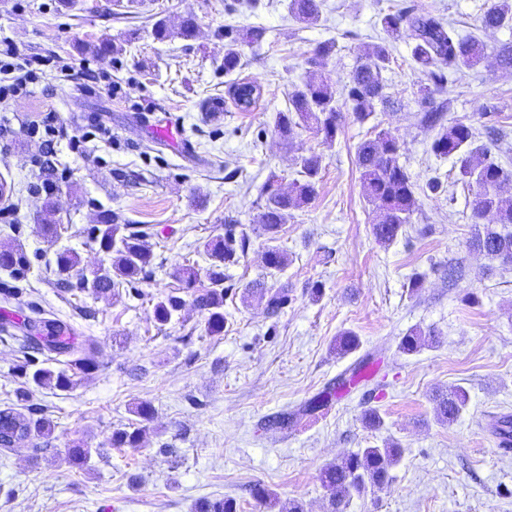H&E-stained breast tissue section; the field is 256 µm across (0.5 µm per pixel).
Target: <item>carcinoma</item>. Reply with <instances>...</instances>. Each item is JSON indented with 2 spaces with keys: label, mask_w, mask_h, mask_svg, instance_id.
<instances>
[{
  "label": "carcinoma",
  "mask_w": 512,
  "mask_h": 512,
  "mask_svg": "<svg viewBox=\"0 0 512 512\" xmlns=\"http://www.w3.org/2000/svg\"><path fill=\"white\" fill-rule=\"evenodd\" d=\"M323 0H289L288 8L295 19L305 24H315L322 13ZM382 30L397 33L401 29L409 32L413 40L412 57L419 70L427 76L428 84L417 92L416 103L421 124L437 130L431 143L432 151L441 157H453L459 164L461 180L475 189L471 211V223L481 224L489 215L495 226L486 225L470 240L469 247L504 264L512 263V174L490 157V148L480 140L473 127L462 121H445L444 106L435 101V94L448 83L449 76L458 71L474 70L488 58V45L479 37L461 36L451 24L409 4L394 13L380 17ZM485 31L512 27V3L497 0L488 8L480 21ZM196 21L193 17L182 20L176 30L163 20L156 22L153 36L159 41L174 37H194ZM265 31L258 28L224 26V75L231 76L241 68L242 49L262 40ZM336 49V43L324 41L313 50L309 63L320 67ZM392 63L387 47L378 45L358 57L342 88L337 89L323 76L311 78L294 86L288 95V109L278 113L274 125L278 134L291 139L298 128L314 129L331 144L341 129L343 113L349 112L354 120L363 123L376 112V106L391 103L386 94L384 73ZM253 81L232 79L227 82V95L241 111L256 107L262 94L253 93ZM401 144L389 130L382 129L374 138L361 141L355 152V165L359 172L367 201L377 213V222L372 225L376 241L390 243L397 239L403 226L411 223L416 208L415 184L399 162ZM322 156L311 154L301 158L300 173L303 182L284 193L277 189L267 192L260 224L271 246L265 253L268 267L281 270L288 265V255L274 241L278 239L282 226L287 223L289 211L307 203L316 195L317 177L321 170ZM54 202L52 194L44 199L41 230L49 236L58 233L53 220ZM224 236L206 243L211 260L205 272L193 265H185L180 271V288L192 296L194 305L207 314V333L219 336L224 333V267L238 261L244 253L249 238L237 233L233 220H225ZM90 241L111 257V265L104 271H95L77 283L79 288H91L98 294L114 291L116 286L134 284L151 271L154 256L145 242L146 232L119 223V216L103 211L98 224L89 229ZM79 264V256L73 251L57 254L56 265L61 283L67 285L66 275ZM32 262L21 248L0 250V267L10 270L13 278L23 281L30 272ZM210 280L212 287L198 290L201 277ZM252 292L266 300L271 316L278 315L288 305L290 289L282 284L268 286L259 281L251 286ZM185 299L173 293L156 297L153 317L159 326L172 322L178 315ZM24 336L22 346L36 352L47 351L57 356H70V363L83 375L98 368L97 348L77 346L73 342V326L58 318L28 319L22 321ZM435 342L436 334L414 330L402 337L399 349L413 354L422 347V336ZM27 366L32 371L25 373L27 379L37 386L50 385L60 390L73 387L72 376L46 367L35 360ZM357 372L341 377L336 384L325 388L304 403L301 412L313 414L326 406L329 398L342 389L356 384ZM434 413L440 422H454L465 411L468 397L464 390L454 389L434 397ZM132 413L142 426L131 430L118 429L112 433V446L136 448L146 424L154 417V409L148 403H138ZM50 429L49 421L33 420L12 407L0 409V448L7 450L29 439L33 435L45 434ZM97 448L77 445L69 452L73 464L83 466ZM403 449L397 443L386 448H360L345 455L341 461L324 466L319 473L322 487L330 492L331 512H347L355 497L383 489L390 481V471L399 461ZM201 512H238L235 499L226 497L208 501Z\"/></svg>",
  "instance_id": "carcinoma-1"
}]
</instances>
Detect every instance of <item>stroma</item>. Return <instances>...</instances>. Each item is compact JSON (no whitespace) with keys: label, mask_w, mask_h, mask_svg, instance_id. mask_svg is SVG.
<instances>
[{"label":"stroma","mask_w":512,"mask_h":512,"mask_svg":"<svg viewBox=\"0 0 512 512\" xmlns=\"http://www.w3.org/2000/svg\"><path fill=\"white\" fill-rule=\"evenodd\" d=\"M404 0H324L320 21L306 25L288 13V0H0V44L28 54L55 52L73 66L71 81L46 78L10 99L0 111V181L12 191L0 207H19L15 222L0 219V247L21 246L32 259L26 281L0 268V317L22 309L29 317L73 323L80 341L99 349V370L76 375L73 388L35 387L27 400L19 375L27 354L19 328L0 331V408L45 418L50 437L0 453V512H199L209 500L233 497L238 512H278L256 501L260 484L304 512H329L319 471L347 453L397 442L401 460L388 486L353 499L348 512H512V453L498 451L489 429L494 416L512 414V264L470 250L477 231L470 220L473 193L458 178L453 159L430 149L433 130L419 121L416 92L426 77L411 58L407 34L390 36L381 14ZM453 23L460 35L482 36L487 61L461 71L438 93L447 116L482 128L483 103L495 107L503 136L491 152L512 169V70L496 58L512 45V30L482 31L493 0H414ZM197 23L193 38L160 42L153 24ZM265 29L243 50L239 75L262 87L258 106L241 112L225 92L224 27ZM135 35L122 51L94 54L102 38ZM335 52L321 67L342 86L359 54L387 44L393 60L385 74L391 108L370 122L344 118L334 143L303 129L294 138L274 130L293 86L311 76L307 59L318 43ZM122 87L117 96L87 91V73ZM55 113L66 133L44 149L27 132L31 121ZM97 114L112 130L111 145L95 143L89 156L72 152L69 136ZM182 126L185 142L158 136L164 124ZM388 129L402 145L400 163L417 185V208L397 240L373 238L376 214L365 198L355 149ZM322 157L317 193L291 210L277 241L290 262L268 268L259 223L268 183L289 190L297 162ZM52 160L66 179L55 192L59 237L39 231L42 196L32 194L38 164ZM436 177L444 190L427 197ZM146 228L155 260L136 288L100 296L77 289L83 273L108 259L87 238L100 211ZM237 219L249 247L224 274V332H206V315L193 303L167 325L155 323L157 296L178 288L182 265L208 266L204 243L223 235L225 217ZM79 253L81 263L58 284L56 255ZM463 277L449 284V265ZM288 283L292 301L278 317L249 296L253 282ZM22 295H15V286ZM433 330L436 344L407 355L399 342L411 329ZM353 332L360 346L341 355L337 337ZM372 374L336 396L320 413L299 407L364 356ZM454 386L470 397L453 423H438L432 396ZM147 401L155 417L140 447L114 448L115 429L134 424V404ZM376 409L382 425L367 428ZM291 412L287 429L266 430L269 419ZM99 449L89 466L69 463L68 448Z\"/></svg>","instance_id":"stroma-1"}]
</instances>
